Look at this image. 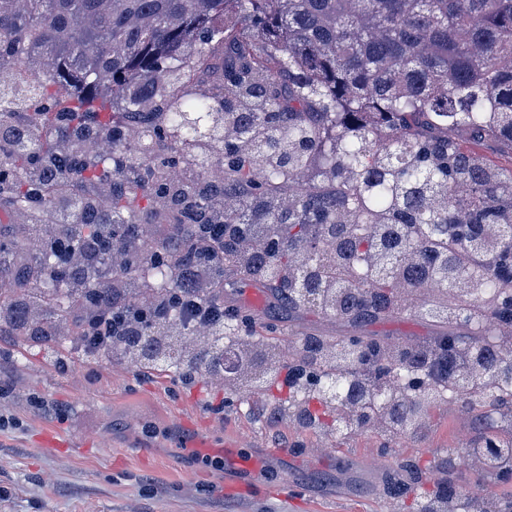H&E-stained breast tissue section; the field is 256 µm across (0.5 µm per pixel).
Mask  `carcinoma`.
Segmentation results:
<instances>
[{
  "instance_id": "carcinoma-1",
  "label": "carcinoma",
  "mask_w": 512,
  "mask_h": 512,
  "mask_svg": "<svg viewBox=\"0 0 512 512\" xmlns=\"http://www.w3.org/2000/svg\"><path fill=\"white\" fill-rule=\"evenodd\" d=\"M237 12L245 36L224 27ZM29 141L0 146V214L56 213L72 183L112 192V223L127 231L133 263L113 273L141 298L194 291L193 243L133 236L141 202L171 188V169L208 163L215 174L181 186L197 223L222 211L248 224L224 238L214 263L271 289L295 312L348 322L404 311L427 282L439 292L415 316L449 333L404 351L357 338L300 336L288 366L276 337L229 309L206 345L188 315L168 305L136 336L91 346L83 295L48 253L32 254L0 224V329L38 354L71 342L89 362L121 361L137 373L180 378L224 374L226 398L275 399L301 431L348 438L368 430L389 440L423 432L453 398L468 414L475 478L512 480V169L465 149V134L496 139L512 154V0H0V127L32 98ZM133 113L130 125L113 113ZM92 130L111 149H77L56 172L60 122ZM55 179L35 183L31 170ZM97 198L85 197L78 239L97 237ZM162 248L163 265L138 262ZM251 358L225 369L224 350ZM457 448L436 453L446 485L414 499L413 512H512V495L476 501L459 483ZM427 467L399 461L386 483L404 501Z\"/></svg>"
}]
</instances>
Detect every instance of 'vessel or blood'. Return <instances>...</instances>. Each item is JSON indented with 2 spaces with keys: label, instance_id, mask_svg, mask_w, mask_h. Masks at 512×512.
Returning <instances> with one entry per match:
<instances>
[{
  "label": "vessel or blood",
  "instance_id": "obj_1",
  "mask_svg": "<svg viewBox=\"0 0 512 512\" xmlns=\"http://www.w3.org/2000/svg\"><path fill=\"white\" fill-rule=\"evenodd\" d=\"M185 445L201 456L220 459L225 471L239 474V481L225 482V494L235 497L249 496L260 490V483L252 481L251 476L260 469L261 464L239 442L230 439L217 441L198 429L190 434Z\"/></svg>",
  "mask_w": 512,
  "mask_h": 512
}]
</instances>
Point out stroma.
I'll use <instances>...</instances> for the list:
<instances>
[{
	"instance_id": "obj_1",
	"label": "stroma",
	"mask_w": 512,
	"mask_h": 512,
	"mask_svg": "<svg viewBox=\"0 0 512 512\" xmlns=\"http://www.w3.org/2000/svg\"><path fill=\"white\" fill-rule=\"evenodd\" d=\"M273 326L285 357L306 330L405 346L435 333L407 315L354 328L284 309ZM15 353L11 337H1L0 382L9 391L0 397V413L20 425L0 431V512H386L383 488L399 455L425 464L436 450L470 435L460 408L444 405L414 439L390 443L366 431L347 440L302 434L284 418L262 421L249 411L248 395L225 401L220 379L186 385L165 375L140 376L127 365L42 354L25 356L18 366ZM185 418L204 420L216 438L240 441L261 458L264 482L284 481L287 489L225 496L223 475L182 446ZM48 432L66 449L45 448Z\"/></svg>"
}]
</instances>
